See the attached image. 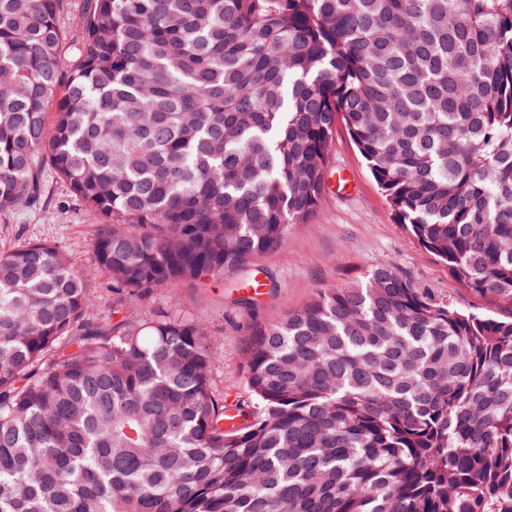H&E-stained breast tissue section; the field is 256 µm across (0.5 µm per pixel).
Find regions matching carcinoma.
Here are the masks:
<instances>
[{"label": "carcinoma", "mask_w": 512, "mask_h": 512, "mask_svg": "<svg viewBox=\"0 0 512 512\" xmlns=\"http://www.w3.org/2000/svg\"><path fill=\"white\" fill-rule=\"evenodd\" d=\"M65 4L0 0V216L48 165L112 299L0 254V512H512V0H84L75 42ZM339 123L498 310L376 265L250 323L230 402L206 329L138 302L285 244Z\"/></svg>", "instance_id": "cac0c4a2"}]
</instances>
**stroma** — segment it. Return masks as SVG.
Here are the masks:
<instances>
[{
    "instance_id": "1",
    "label": "stroma",
    "mask_w": 512,
    "mask_h": 512,
    "mask_svg": "<svg viewBox=\"0 0 512 512\" xmlns=\"http://www.w3.org/2000/svg\"><path fill=\"white\" fill-rule=\"evenodd\" d=\"M330 164V186L314 216L291 228L287 244L253 260L249 273L263 284L253 309L238 305L245 277L235 274L161 288L139 304L142 313L168 311L207 328L220 354L216 378L226 395L242 401L249 398L239 368L241 338L252 317L297 310L318 290L361 282L375 265L396 263L408 278L450 296L461 308L484 305L453 279L444 262L412 243L404 226L395 222L344 128H337L333 137ZM43 184L49 201L46 209L20 207L0 217V254L30 242L55 244L75 268L91 271L90 291L99 309H107L111 279L95 269L92 253L97 225L91 224L52 171H45Z\"/></svg>"
}]
</instances>
